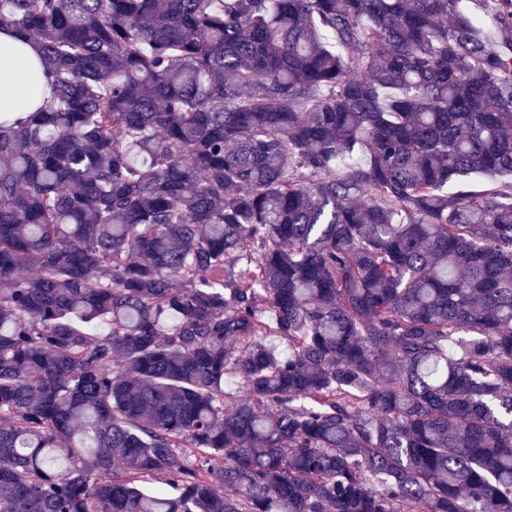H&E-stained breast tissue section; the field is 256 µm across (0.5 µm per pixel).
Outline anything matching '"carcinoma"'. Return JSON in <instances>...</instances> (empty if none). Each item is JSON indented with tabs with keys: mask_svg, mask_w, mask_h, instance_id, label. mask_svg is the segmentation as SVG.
I'll return each instance as SVG.
<instances>
[{
	"mask_svg": "<svg viewBox=\"0 0 512 512\" xmlns=\"http://www.w3.org/2000/svg\"><path fill=\"white\" fill-rule=\"evenodd\" d=\"M463 2L0 0L53 87L0 114V512H512V0Z\"/></svg>",
	"mask_w": 512,
	"mask_h": 512,
	"instance_id": "cac0c4a2",
	"label": "carcinoma"
}]
</instances>
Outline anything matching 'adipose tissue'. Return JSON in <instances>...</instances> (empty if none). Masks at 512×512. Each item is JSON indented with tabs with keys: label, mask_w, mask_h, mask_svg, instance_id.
I'll use <instances>...</instances> for the list:
<instances>
[{
	"label": "adipose tissue",
	"mask_w": 512,
	"mask_h": 512,
	"mask_svg": "<svg viewBox=\"0 0 512 512\" xmlns=\"http://www.w3.org/2000/svg\"><path fill=\"white\" fill-rule=\"evenodd\" d=\"M39 97L51 93V85L40 60L38 44L16 33L0 32V112L20 116L30 111V89Z\"/></svg>",
	"instance_id": "ef3b65f1"
}]
</instances>
